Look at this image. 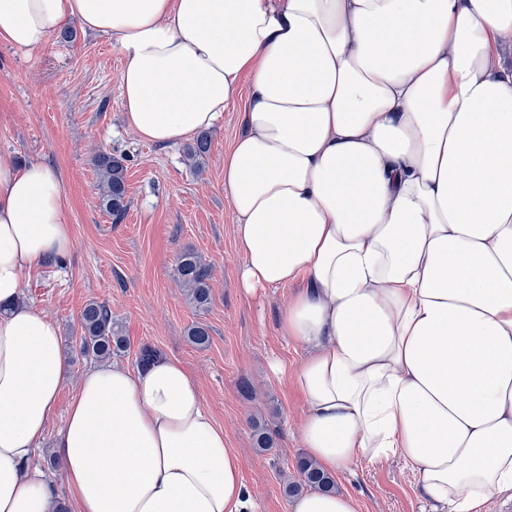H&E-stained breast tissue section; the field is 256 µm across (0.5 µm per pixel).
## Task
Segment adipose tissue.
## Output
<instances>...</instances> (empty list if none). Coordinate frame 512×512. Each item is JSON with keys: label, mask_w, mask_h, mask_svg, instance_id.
Masks as SVG:
<instances>
[{"label": "adipose tissue", "mask_w": 512, "mask_h": 512, "mask_svg": "<svg viewBox=\"0 0 512 512\" xmlns=\"http://www.w3.org/2000/svg\"><path fill=\"white\" fill-rule=\"evenodd\" d=\"M125 58L127 127L173 145L244 105L224 194L246 291L306 356L300 442L325 470L397 458L434 512L512 495V0H0V41L66 22ZM73 246L60 177L0 154V512H257L174 359L66 382L24 277Z\"/></svg>", "instance_id": "obj_1"}]
</instances>
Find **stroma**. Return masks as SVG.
Returning a JSON list of instances; mask_svg holds the SVG:
<instances>
[{
  "instance_id": "obj_1",
  "label": "stroma",
  "mask_w": 512,
  "mask_h": 512,
  "mask_svg": "<svg viewBox=\"0 0 512 512\" xmlns=\"http://www.w3.org/2000/svg\"><path fill=\"white\" fill-rule=\"evenodd\" d=\"M40 48L0 43V153L18 163L52 166L63 181L73 248L25 279L23 300L55 319L68 382L34 463L54 475V442L81 375L91 361L73 339L83 307L106 303L128 340L119 364L136 369L143 348L181 360L199 385L205 406L236 448L244 482L259 512H291L284 486L303 451L304 405L292 385L305 349L279 331L277 316L293 287L247 294L239 284L231 209L224 196V154L243 130V107L225 110L210 130L211 149L198 164L187 144L141 141L124 121L118 76L123 57L110 37L66 25ZM106 151L124 157L129 206L113 221L100 205L94 159ZM194 248L213 266V302L205 312L188 303L176 276L182 248ZM210 328L207 347L192 345L188 327ZM250 394H243L242 384ZM267 425L273 447L257 448L252 424ZM337 492L356 512H429L414 473L401 460H360L335 472Z\"/></svg>"
}]
</instances>
